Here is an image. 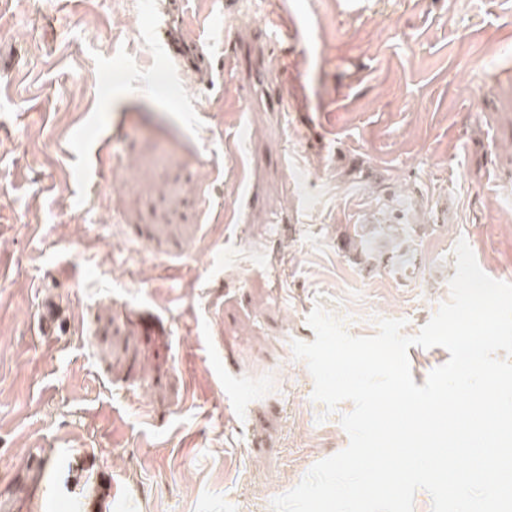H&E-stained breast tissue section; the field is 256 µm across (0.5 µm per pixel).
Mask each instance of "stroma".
<instances>
[{"instance_id": "stroma-1", "label": "stroma", "mask_w": 512, "mask_h": 512, "mask_svg": "<svg viewBox=\"0 0 512 512\" xmlns=\"http://www.w3.org/2000/svg\"><path fill=\"white\" fill-rule=\"evenodd\" d=\"M138 2L0 0V512H272L349 444L315 307L416 335L462 240L512 283V0H180V77ZM413 226V224L358 225L354 229V242L359 249V256L369 264L382 263L383 254L376 252L375 241L378 239L384 240L389 245L392 256L403 255L404 245L411 237Z\"/></svg>"}]
</instances>
